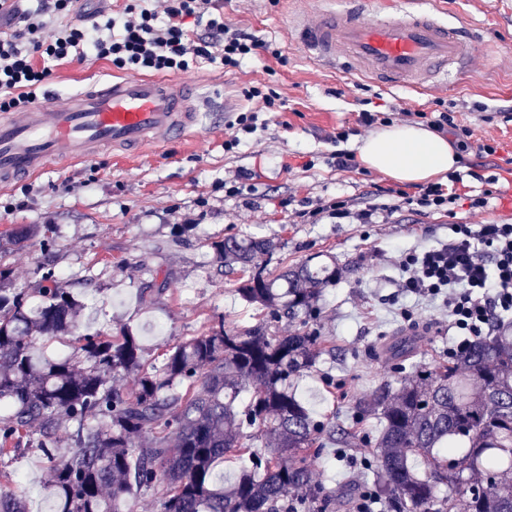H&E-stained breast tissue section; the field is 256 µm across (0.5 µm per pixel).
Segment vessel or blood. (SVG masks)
Returning <instances> with one entry per match:
<instances>
[{
  "instance_id": "b4317fda",
  "label": "vessel or blood",
  "mask_w": 512,
  "mask_h": 512,
  "mask_svg": "<svg viewBox=\"0 0 512 512\" xmlns=\"http://www.w3.org/2000/svg\"><path fill=\"white\" fill-rule=\"evenodd\" d=\"M299 43L319 58H347L389 84L439 90L453 66L479 71L487 49L440 17L436 0L414 11L369 0L367 8H330L296 16ZM191 85L163 77H122L93 85L66 106L46 102L24 119L0 114V185L39 174L52 164L93 160L101 150L130 155L183 138L199 122Z\"/></svg>"
}]
</instances>
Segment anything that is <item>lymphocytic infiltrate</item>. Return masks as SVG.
<instances>
[{
	"mask_svg": "<svg viewBox=\"0 0 512 512\" xmlns=\"http://www.w3.org/2000/svg\"><path fill=\"white\" fill-rule=\"evenodd\" d=\"M152 9L128 8L122 17L123 32L112 38L100 28L67 23L53 41L38 38V24L27 33L0 36V110L19 111L36 100L51 80L43 58L84 60V46L95 57L118 69L141 72L182 70L190 59H212L216 46L224 48L225 65L261 46L258 38L216 20H206L208 35L192 37L187 19L205 20L211 0H156ZM165 15L163 28L154 19ZM455 193L446 185L431 184L417 195L396 191L387 213L403 207L422 213L447 211ZM404 292L441 302L448 321L467 336L483 335L493 315L512 311V224H454L447 243L433 248L401 252L398 257Z\"/></svg>",
	"mask_w": 512,
	"mask_h": 512,
	"instance_id": "lymphocytic-infiltrate-1",
	"label": "lymphocytic infiltrate"
}]
</instances>
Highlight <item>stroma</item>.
Masks as SVG:
<instances>
[{
    "label": "stroma",
    "mask_w": 512,
    "mask_h": 512,
    "mask_svg": "<svg viewBox=\"0 0 512 512\" xmlns=\"http://www.w3.org/2000/svg\"><path fill=\"white\" fill-rule=\"evenodd\" d=\"M339 2L215 0L217 16L263 46L233 68L201 59L181 71L203 96L193 137L138 156L106 149L92 161L52 166L0 187V234L22 225L40 229L39 238L0 253V269L9 271L13 286L33 287L39 264H53L84 305L80 327L115 335L130 328L141 337L147 361L157 364L167 350L217 323L246 329L259 322L260 308L240 299L235 275L213 248L228 235H254L276 245L269 269L324 254L342 271L319 302L317 326L331 352L294 382L316 419L351 422L353 398L394 380L388 348L397 339L415 343L410 366L447 356L461 335L449 328L438 304L401 291L395 255L446 241L455 220L512 224V0H440L449 21L500 56L477 75L457 74L449 89L434 95L307 56L288 28L290 15ZM49 66L48 89L61 106L70 94L118 73L91 55ZM261 85L276 91L273 105L247 97L249 87ZM438 98L472 132L455 173L459 200L450 214L404 209L386 216L380 206L401 186L361 163L336 170L332 157L340 148L356 151L374 131L415 123L416 112L433 110ZM365 111L375 117L374 126H361ZM251 112L257 115L254 132L229 128L230 120ZM340 129L349 133L341 143L335 140ZM488 138L496 153L478 154ZM401 188L415 195L422 186ZM339 196L356 210L376 207L374 223L308 218V211ZM473 197L484 198V207L470 208ZM178 224L190 225V232L175 234ZM47 236L53 246L46 251L41 240ZM158 271L169 276L167 291L141 301L140 289ZM376 427V419H365L349 447L324 449L313 460L314 478L330 496L327 512H353L351 502L366 480L361 460L374 452L363 434ZM47 478L41 455L32 450L0 466V488L24 499L29 512H51Z\"/></svg>",
    "instance_id": "35a3bbf8"
}]
</instances>
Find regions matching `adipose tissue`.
Here are the masks:
<instances>
[{"instance_id": "adipose-tissue-1", "label": "adipose tissue", "mask_w": 512, "mask_h": 512, "mask_svg": "<svg viewBox=\"0 0 512 512\" xmlns=\"http://www.w3.org/2000/svg\"><path fill=\"white\" fill-rule=\"evenodd\" d=\"M364 165L400 183H420L457 169L458 156L448 140L419 125H392L364 139Z\"/></svg>"}]
</instances>
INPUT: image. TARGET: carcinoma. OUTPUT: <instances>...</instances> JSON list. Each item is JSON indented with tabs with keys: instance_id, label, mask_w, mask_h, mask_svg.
<instances>
[{
	"instance_id": "cac0c4a2",
	"label": "carcinoma",
	"mask_w": 512,
	"mask_h": 512,
	"mask_svg": "<svg viewBox=\"0 0 512 512\" xmlns=\"http://www.w3.org/2000/svg\"><path fill=\"white\" fill-rule=\"evenodd\" d=\"M214 249L240 272L236 292L262 319L244 330L221 322L149 368L132 330L78 331L82 304L50 264L29 291L0 269V462L38 449L54 512H137L149 491L161 512H325L311 459L341 443L336 431L346 427L315 420L291 383L326 352L309 320L336 284V262L274 275L255 263L275 249L269 239L232 235ZM284 318L298 327L280 330ZM36 335L68 337L75 353L47 356ZM397 371L356 399L358 413L379 422L373 497L392 512H512V324L495 323L446 361ZM124 376L132 386L118 383ZM64 418L76 428L60 457ZM256 441L264 451H253ZM243 452L250 466L214 480L220 461ZM0 512L28 509L0 489Z\"/></svg>"
}]
</instances>
